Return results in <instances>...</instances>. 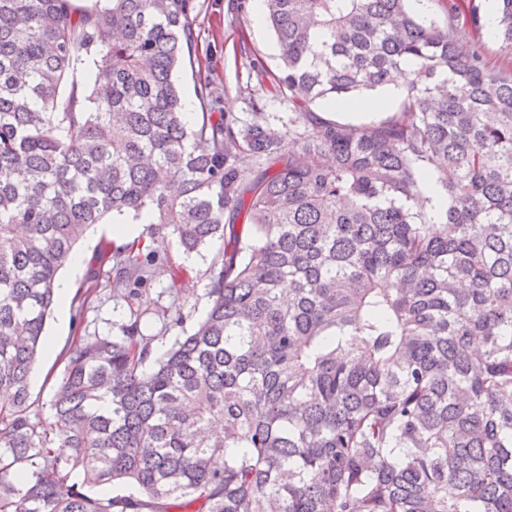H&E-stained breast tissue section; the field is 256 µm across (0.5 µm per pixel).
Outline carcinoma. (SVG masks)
Segmentation results:
<instances>
[{
    "label": "carcinoma",
    "instance_id": "obj_1",
    "mask_svg": "<svg viewBox=\"0 0 512 512\" xmlns=\"http://www.w3.org/2000/svg\"><path fill=\"white\" fill-rule=\"evenodd\" d=\"M77 2L0 0V512H512V70L472 0L445 26L267 0L279 72L241 47L248 111L205 80L191 127L194 0ZM388 86L367 124L316 107ZM143 213L187 254L222 241L206 316L158 358L140 312L75 341L34 421L59 271ZM158 261L107 242L89 279L139 299ZM485 1L488 2L486 4L484 14L485 31L488 34H492L495 31L498 23L497 2L496 0ZM485 31L483 33L482 40L484 44L485 56L489 66L494 69H512V55L506 54L504 51H502L495 38H489Z\"/></svg>",
    "mask_w": 512,
    "mask_h": 512
}]
</instances>
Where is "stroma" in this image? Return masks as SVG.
Masks as SVG:
<instances>
[{
	"instance_id": "35a3bbf8",
	"label": "stroma",
	"mask_w": 512,
	"mask_h": 512,
	"mask_svg": "<svg viewBox=\"0 0 512 512\" xmlns=\"http://www.w3.org/2000/svg\"><path fill=\"white\" fill-rule=\"evenodd\" d=\"M228 0H195L191 15L192 27L197 36L196 58L192 66L177 74L183 101L198 105L199 78L209 77L216 87L227 88L228 94L220 107L231 112L246 108L239 94L246 87L248 74L240 58V47L258 53L270 71H278L280 60L274 35L265 25H255L252 13L235 20L227 12ZM137 240L145 249L157 251L161 257L143 297L150 305V314L141 319V329L152 342L154 355H161L176 337L189 334L209 308V277L207 268L211 251L188 255L178 248L170 237L151 236L142 232ZM85 270L64 268L60 280L69 286L70 298L67 312L52 308L46 321L45 334L53 340V350L42 353L30 376V400L33 410L42 422H50L49 401L60 382L64 364L62 354L77 337L119 336V326L129 319L130 303L126 298L114 296L109 283H102L87 303H80L84 292ZM178 281L179 295L169 294L171 281ZM179 307L185 315L182 326L165 327L162 318L154 315L157 307Z\"/></svg>"
}]
</instances>
